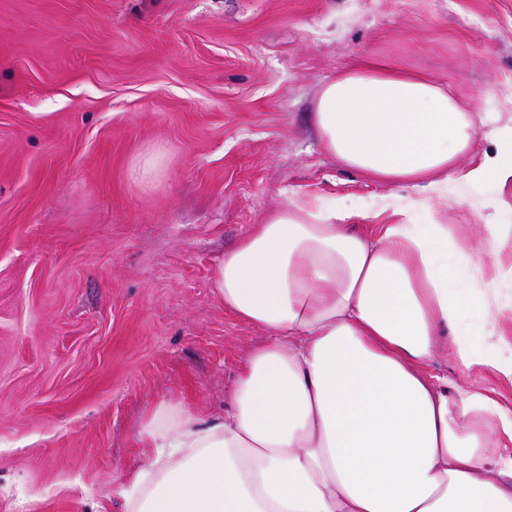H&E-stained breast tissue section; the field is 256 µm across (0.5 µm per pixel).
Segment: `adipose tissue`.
I'll return each instance as SVG.
<instances>
[{"mask_svg": "<svg viewBox=\"0 0 512 512\" xmlns=\"http://www.w3.org/2000/svg\"><path fill=\"white\" fill-rule=\"evenodd\" d=\"M314 120L344 167L428 195L383 201L395 221L373 235L354 224L362 209L350 198H293L225 253L215 290L265 337L223 414H151L140 431L148 461L120 490L123 512H512V413L430 371L449 349L512 383L498 324L512 301L473 296L484 355L463 340L448 281L459 257L512 251V225L474 242L412 221L447 199L448 171L474 141L468 111L423 76L370 64L325 82ZM496 138L498 154L466 183L512 178V132Z\"/></svg>", "mask_w": 512, "mask_h": 512, "instance_id": "adipose-tissue-1", "label": "adipose tissue"}]
</instances>
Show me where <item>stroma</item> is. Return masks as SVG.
Returning <instances> with one entry per match:
<instances>
[{
  "label": "stroma",
  "mask_w": 512,
  "mask_h": 512,
  "mask_svg": "<svg viewBox=\"0 0 512 512\" xmlns=\"http://www.w3.org/2000/svg\"><path fill=\"white\" fill-rule=\"evenodd\" d=\"M373 56L473 113L448 203L461 237L512 225V183L462 175L512 127V0H0V512H121L160 405L223 411L260 329L216 268L288 197L366 203L311 114ZM432 371L512 409V385Z\"/></svg>",
  "instance_id": "1"
}]
</instances>
